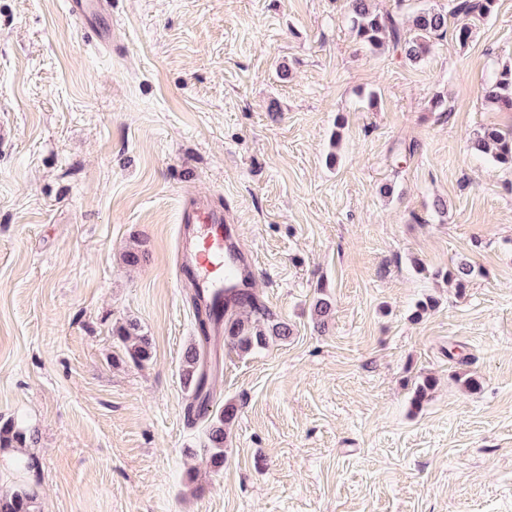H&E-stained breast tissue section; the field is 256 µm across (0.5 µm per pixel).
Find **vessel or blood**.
<instances>
[{
    "label": "vessel or blood",
    "mask_w": 512,
    "mask_h": 512,
    "mask_svg": "<svg viewBox=\"0 0 512 512\" xmlns=\"http://www.w3.org/2000/svg\"><path fill=\"white\" fill-rule=\"evenodd\" d=\"M66 12L83 35L93 36L102 44L111 41L112 30L101 21L111 17L112 0H66ZM181 222L179 270L211 313L206 348L218 363L224 354V291L248 288L252 282L224 225L223 212L197 199L184 207Z\"/></svg>",
    "instance_id": "1"
}]
</instances>
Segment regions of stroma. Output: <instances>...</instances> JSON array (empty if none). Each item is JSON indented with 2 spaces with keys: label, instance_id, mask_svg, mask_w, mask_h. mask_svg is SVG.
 <instances>
[{
  "label": "stroma",
  "instance_id": "obj_1",
  "mask_svg": "<svg viewBox=\"0 0 512 512\" xmlns=\"http://www.w3.org/2000/svg\"><path fill=\"white\" fill-rule=\"evenodd\" d=\"M112 17L104 47L62 0H0V423L35 431L0 451V491L35 485L36 512H512V171L466 143L512 128L482 99L512 66V0L417 64L365 52L348 0H112ZM190 195L223 208L292 329L225 350L218 470L180 381ZM462 259L461 291L442 273ZM130 320L141 364L112 334Z\"/></svg>",
  "mask_w": 512,
  "mask_h": 512
}]
</instances>
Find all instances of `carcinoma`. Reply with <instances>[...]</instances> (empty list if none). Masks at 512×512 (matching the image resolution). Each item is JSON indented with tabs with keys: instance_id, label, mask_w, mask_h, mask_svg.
Returning a JSON list of instances; mask_svg holds the SVG:
<instances>
[{
	"instance_id": "obj_1",
	"label": "carcinoma",
	"mask_w": 512,
	"mask_h": 512,
	"mask_svg": "<svg viewBox=\"0 0 512 512\" xmlns=\"http://www.w3.org/2000/svg\"><path fill=\"white\" fill-rule=\"evenodd\" d=\"M498 0H448L444 8H423L403 21L398 13H380L371 0H349L350 23L360 45L371 53L385 46L404 54L406 60L419 63L431 52L434 43L448 34V18L463 17L478 21L491 17L497 10ZM483 99L500 111H512V67L503 69L483 87ZM472 150L489 154L499 165L512 169V129L486 126L470 139ZM475 274V266L460 260L444 276L456 287L463 288ZM330 301L320 298L314 305L315 324L327 326L331 316ZM224 345L230 349L248 352L264 348L272 340H285L290 328L284 322L269 319V313L253 294L235 288L224 290ZM136 324L128 323L118 332L126 343L127 352L137 362L150 358V342L145 336L134 333ZM204 348L202 341L187 346L183 355L180 380L190 397L189 412L204 417L208 412L204 376ZM434 380L426 377L419 382L412 396V404L419 407L427 399ZM237 415L231 403L224 405V412L211 420L206 433L207 448L215 466L224 464V444L228 439L227 427ZM34 432L20 428L12 422L0 425V448H26L34 442ZM37 494L34 489L19 485L0 492V512H35Z\"/></svg>"
}]
</instances>
